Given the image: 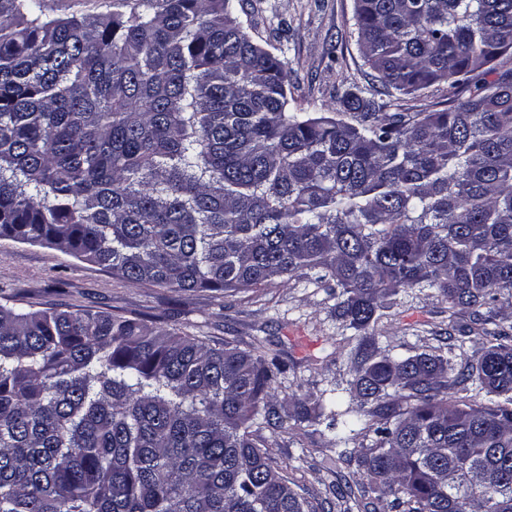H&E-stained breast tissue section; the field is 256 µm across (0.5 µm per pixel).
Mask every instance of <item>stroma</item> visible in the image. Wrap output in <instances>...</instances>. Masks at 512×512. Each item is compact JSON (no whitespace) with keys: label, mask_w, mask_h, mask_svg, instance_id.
<instances>
[{"label":"stroma","mask_w":512,"mask_h":512,"mask_svg":"<svg viewBox=\"0 0 512 512\" xmlns=\"http://www.w3.org/2000/svg\"><path fill=\"white\" fill-rule=\"evenodd\" d=\"M244 22L254 37L279 49L291 73L293 96L307 112H331L336 94L354 87L369 96L373 81L363 64L354 27V0H242ZM0 302L15 308L91 310L153 321L220 348L231 341L247 349L262 344L279 356L277 408L280 427L255 419L253 427L287 464L290 479L317 512H357L339 491L361 481L357 463L329 465V436L296 425L292 396L344 391L354 379L336 320L334 292L327 285L290 281L256 292L173 291L131 284L71 254L40 244L0 240ZM448 305L436 293L413 288L401 292L394 316L378 326L377 347L394 353L453 348L465 359L475 347L466 337L450 336Z\"/></svg>","instance_id":"stroma-1"}]
</instances>
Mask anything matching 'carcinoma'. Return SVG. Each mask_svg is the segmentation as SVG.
<instances>
[{
	"label": "carcinoma",
	"mask_w": 512,
	"mask_h": 512,
	"mask_svg": "<svg viewBox=\"0 0 512 512\" xmlns=\"http://www.w3.org/2000/svg\"><path fill=\"white\" fill-rule=\"evenodd\" d=\"M354 19L384 92L445 84L449 107L345 90L302 112L232 0H0V238L176 291L334 281L357 405L307 397L294 420L354 445L355 506L512 512V336L480 316L512 301V0H355ZM411 288L473 315L464 363L370 344ZM260 349L0 303V512H311L250 430L280 419ZM111 0H44L46 12L52 16L97 14L107 12Z\"/></svg>",
	"instance_id": "1"
}]
</instances>
